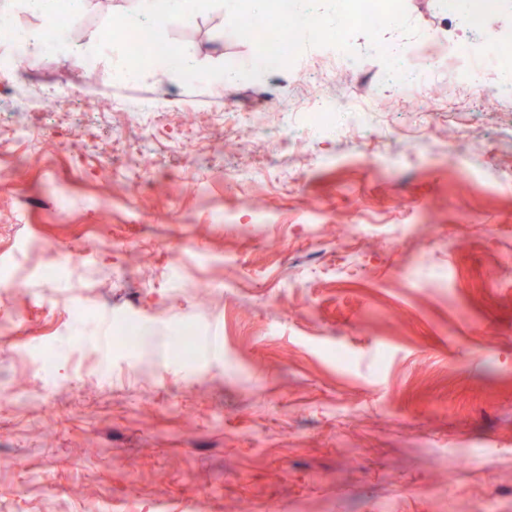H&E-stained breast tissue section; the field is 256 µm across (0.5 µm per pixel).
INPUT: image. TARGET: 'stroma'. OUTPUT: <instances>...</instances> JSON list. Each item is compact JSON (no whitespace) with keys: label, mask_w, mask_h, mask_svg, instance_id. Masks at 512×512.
Listing matches in <instances>:
<instances>
[{"label":"stroma","mask_w":512,"mask_h":512,"mask_svg":"<svg viewBox=\"0 0 512 512\" xmlns=\"http://www.w3.org/2000/svg\"><path fill=\"white\" fill-rule=\"evenodd\" d=\"M404 5L411 53L469 47L445 0ZM131 6L86 0L39 81L0 79V512H512V102L439 80L326 136L308 99L346 124L377 58L122 77L90 52ZM164 34L256 52L220 7Z\"/></svg>","instance_id":"obj_1"}]
</instances>
